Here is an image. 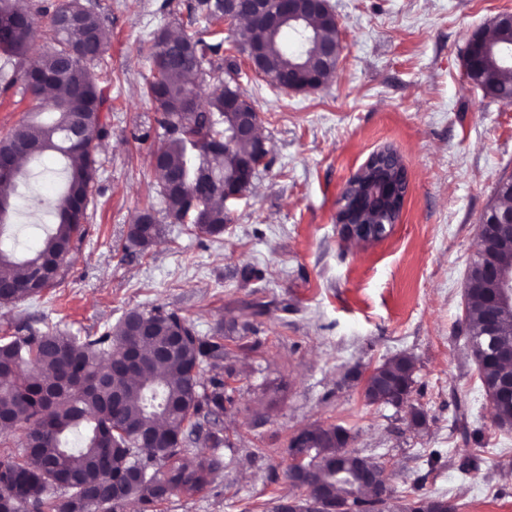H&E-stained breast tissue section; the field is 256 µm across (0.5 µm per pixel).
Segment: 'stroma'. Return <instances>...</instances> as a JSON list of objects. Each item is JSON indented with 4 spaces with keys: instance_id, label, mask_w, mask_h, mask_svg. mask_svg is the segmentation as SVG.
<instances>
[{
    "instance_id": "1",
    "label": "stroma",
    "mask_w": 512,
    "mask_h": 512,
    "mask_svg": "<svg viewBox=\"0 0 512 512\" xmlns=\"http://www.w3.org/2000/svg\"><path fill=\"white\" fill-rule=\"evenodd\" d=\"M91 4L107 48L92 64L106 104L87 232L56 286L0 306V336L19 326L100 334L132 309L177 312L205 338L244 314L251 324L227 329L222 369L202 371L226 381L220 470L199 493L135 501L132 512H275L303 495L285 477L288 448L313 423L345 428L348 449L384 468L400 502L512 512V429L492 421L465 324L478 225L512 179V104L485 96L462 67L470 35L512 0H329L341 55L312 92L277 88L238 55L268 157L218 236L167 218L151 164L160 129L143 95L157 31L205 36L196 0ZM386 146L409 178L400 220L379 242L343 239L337 200ZM60 169L52 154L26 165L5 228L18 253L49 227L31 198L57 192ZM148 205L161 233L142 253L127 235ZM399 354L415 359L407 403H368L364 377Z\"/></svg>"
}]
</instances>
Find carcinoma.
<instances>
[{
    "instance_id": "1",
    "label": "carcinoma",
    "mask_w": 512,
    "mask_h": 512,
    "mask_svg": "<svg viewBox=\"0 0 512 512\" xmlns=\"http://www.w3.org/2000/svg\"><path fill=\"white\" fill-rule=\"evenodd\" d=\"M64 7L80 15L78 24L66 25L57 18ZM196 9L207 18H224V0H197ZM250 27L247 42L261 50L258 73L272 85L296 69H320L321 86L332 78V66H321L320 49L323 43L336 40L333 15L301 13L289 43L282 38L286 26L276 31L266 19L257 18ZM48 28L54 48L38 54L36 14L19 11L13 0H0V53L31 58L22 75V92L33 97L47 87L58 90L53 98L55 111L10 130L0 138V151L18 142L37 143L42 153L62 159L64 173L62 191L47 202L55 222L45 230L41 246L26 257L18 258L11 240L3 237L6 213L0 212V305L55 285L63 264L57 263L55 276L43 282L32 279L33 271L72 254L74 238L84 232L97 173L95 148L104 132L99 113L105 98L88 64L102 58L106 45L102 39L90 41L88 34L103 31V24L81 0H63L50 14ZM492 38L495 53L486 58L475 82L485 95L512 101V64L503 60V52L512 53V28L497 27ZM223 45L222 40L177 37L168 64L147 85L158 114L156 123L163 129V140L154 152L160 154L167 173L186 177L179 189L160 183L167 215L178 224L192 223L188 199L200 189L196 172L206 171L209 210L204 233L214 236L222 234L229 221L224 182L233 179L241 157L249 152L243 142L224 145V131L239 119V113L225 110L224 98L242 99L241 108L246 111L254 107L243 98L234 78L219 82L209 92L205 111L182 114L177 107L184 99L200 95L193 83L195 65L205 63ZM74 95L85 105L77 119L66 109ZM21 176L19 168L11 180L0 182V202L9 208ZM159 233L156 223L136 224L129 228L128 241L143 252ZM13 269L21 274H9ZM466 295L469 338L481 339L480 346L471 347V354L482 359V382L491 394L501 379L499 353L512 349V320L489 325L488 288L478 266L471 270ZM141 316L154 325L155 339L144 368L134 376L112 369V356L122 353L134 332L124 319L99 336L58 329L25 334L18 327L0 338V377L12 376L9 381L0 380V420L25 435L23 447L0 453V512H124L131 499L156 507L167 496L152 481L138 479L136 471L141 468L187 494L210 484L216 471L214 456L201 451L188 464L183 455L185 434H193L209 417L224 411V380L213 378L208 387L200 376L204 362L224 359V331L219 329L203 340L174 311L153 309ZM413 369V359L401 355L382 364L381 374L392 375L403 385L412 380ZM398 394L374 378L365 398L374 404ZM493 408L499 427H512V395L497 399ZM323 434L328 439L310 447L298 436L290 448L311 454V463L323 462L346 448L347 442L329 438L336 434L335 426H327ZM55 489L62 494L48 495Z\"/></svg>"
}]
</instances>
